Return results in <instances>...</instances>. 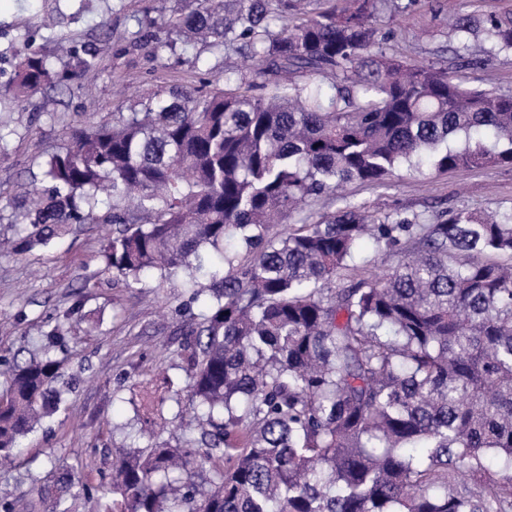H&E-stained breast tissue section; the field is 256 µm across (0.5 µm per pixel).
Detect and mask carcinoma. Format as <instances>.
Listing matches in <instances>:
<instances>
[{
	"label": "carcinoma",
	"mask_w": 512,
	"mask_h": 512,
	"mask_svg": "<svg viewBox=\"0 0 512 512\" xmlns=\"http://www.w3.org/2000/svg\"><path fill=\"white\" fill-rule=\"evenodd\" d=\"M381 2L195 0L160 13L184 42L241 44L254 68L209 91L149 94L52 155L43 187L14 193L17 252L73 224H119L102 273L128 288L155 270L182 275L192 300L214 299L190 357L195 447L122 454L117 512H512V211L424 224L345 200L269 235L310 200L384 184L405 164L512 166V95L388 52ZM455 31L475 57L512 54L511 11L486 20L488 47L472 49L466 19ZM67 56L57 72L26 54L14 94L97 68L89 50ZM365 236L401 260L357 280ZM338 276L347 285L332 293ZM59 378L47 355L12 370L1 461L59 410Z\"/></svg>",
	"instance_id": "cac0c4a2"
}]
</instances>
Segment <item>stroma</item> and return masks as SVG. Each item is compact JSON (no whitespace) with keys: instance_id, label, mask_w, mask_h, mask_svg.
I'll list each match as a JSON object with an SVG mask.
<instances>
[{"instance_id":"1","label":"stroma","mask_w":512,"mask_h":512,"mask_svg":"<svg viewBox=\"0 0 512 512\" xmlns=\"http://www.w3.org/2000/svg\"><path fill=\"white\" fill-rule=\"evenodd\" d=\"M150 0H0V241L17 236V212L9 198L18 181L41 179L46 161L72 142L78 129L111 122L130 111L143 92L171 85L199 86L239 71L241 54L204 42H170L149 26ZM512 10V0H418L403 15L383 12L380 28L393 32L395 50L448 67L463 52L455 38L457 18L483 21ZM53 18L58 39L95 51L98 70L91 93L66 91L24 99L6 95L16 62L30 51L46 54L51 67H67L45 40L35 19ZM471 86L512 94V54L466 69ZM351 201L370 212L398 211L425 218L449 208L484 216L512 209V167L436 172L424 165L401 168L388 185L352 181L326 204L305 214L320 217ZM108 224H76L49 246L26 253H0V388L7 363L44 355L60 365L65 401L59 411L21 440L11 468L0 470V500L25 497L34 512H110L107 486L123 452L144 446L140 428L151 420L155 440L183 445L182 430L193 409L184 356L188 331L205 311L191 301L180 281L154 275L138 288L101 275ZM80 304L77 318L62 315ZM60 335H52L53 327ZM172 382L174 398L160 411L146 408L155 376Z\"/></svg>"}]
</instances>
